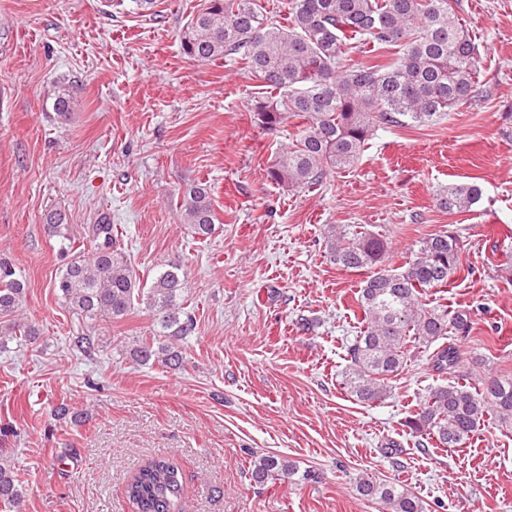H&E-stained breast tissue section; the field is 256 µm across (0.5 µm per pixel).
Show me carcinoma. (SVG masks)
I'll list each match as a JSON object with an SVG mask.
<instances>
[{"mask_svg": "<svg viewBox=\"0 0 512 512\" xmlns=\"http://www.w3.org/2000/svg\"><path fill=\"white\" fill-rule=\"evenodd\" d=\"M363 41L379 49L397 46L401 57L355 60L351 54ZM181 46L198 62L223 56L239 60L264 86L284 91L277 100L256 102L253 112L270 130L287 116L301 120L295 141L267 169L271 182L289 190L316 187L335 170L354 165L377 125L425 124L448 115L472 97L480 75L474 40L449 0H288L285 25L268 20L261 0H203L182 31ZM73 106L67 89L54 92L58 117L67 118ZM481 197L477 184H450L436 194V204L452 215L471 210ZM180 209L194 234L212 232L215 213L206 186L188 188ZM85 238L91 243L89 255L74 254L54 283L66 302L118 318L138 297L172 340L195 334L197 323L182 301L185 276L179 262L165 264L143 289L131 268L114 257L112 224L88 225ZM326 248L330 260L345 270L376 268L359 288L365 325L347 350L346 387L358 401L375 403L387 396L408 344L430 346L447 335H469V311L420 302L427 290L446 287L465 271L464 245L454 232L420 241L406 269L397 273L383 268L387 243L378 234L332 228ZM24 295V282L0 260V322L5 324L0 349L14 339L36 340L34 328L15 321ZM156 357L146 341L130 349V358L140 365ZM430 364L439 374H452L459 351L442 344ZM489 417L512 427V376L468 377L436 387L422 397L405 426L445 448H457ZM292 472L293 465L278 455H257L251 477L261 485ZM357 491L381 502L386 512H426L422 500L394 482L362 477ZM183 494L181 469L170 457L146 462L125 487L134 512H181ZM20 497V481L9 460L0 458V502Z\"/></svg>", "mask_w": 512, "mask_h": 512, "instance_id": "obj_1", "label": "carcinoma"}]
</instances>
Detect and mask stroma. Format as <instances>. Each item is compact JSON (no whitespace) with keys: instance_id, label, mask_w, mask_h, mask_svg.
<instances>
[{"instance_id":"stroma-1","label":"stroma","mask_w":512,"mask_h":512,"mask_svg":"<svg viewBox=\"0 0 512 512\" xmlns=\"http://www.w3.org/2000/svg\"><path fill=\"white\" fill-rule=\"evenodd\" d=\"M200 2L155 0L146 13L136 0H0V258L26 284L21 323L39 331L0 352V454L23 479L0 512H131L125 485L159 456L181 466L182 512H385L356 490L367 475L427 512H512L511 429L489 422L446 450L418 446L404 425L442 382L431 349L409 350L385 400L347 391L366 274L325 248L329 227L359 225L399 267L422 238L455 231L470 271L427 301L471 313L454 339L459 374H512V0L453 4L479 52L468 102L436 122L377 126L356 164L310 190L266 176L296 119L266 130L253 108L268 92L242 64L184 55ZM61 86L75 100L66 120L52 109ZM451 183L478 184L481 200L440 210ZM196 184L217 217L205 237L180 221ZM104 220L140 284L182 261L197 329L180 368L131 359L133 341L163 342L145 303L115 319L56 291L70 255L48 225L79 239ZM84 334L100 354L74 348ZM63 403L80 425L55 420ZM256 452L294 474L256 485Z\"/></svg>"}]
</instances>
